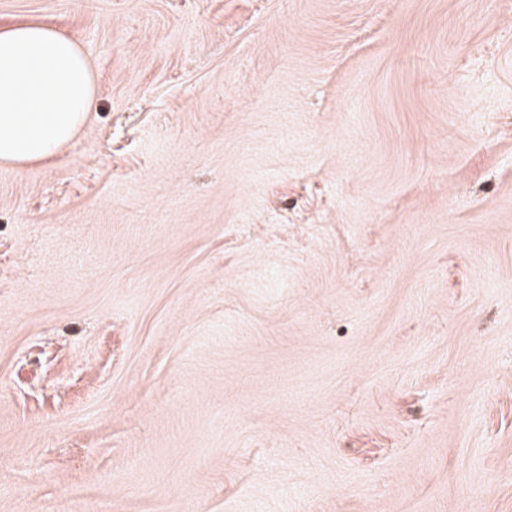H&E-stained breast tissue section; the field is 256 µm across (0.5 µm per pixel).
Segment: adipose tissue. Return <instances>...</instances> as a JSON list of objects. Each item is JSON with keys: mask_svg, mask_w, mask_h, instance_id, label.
Wrapping results in <instances>:
<instances>
[{"mask_svg": "<svg viewBox=\"0 0 512 512\" xmlns=\"http://www.w3.org/2000/svg\"><path fill=\"white\" fill-rule=\"evenodd\" d=\"M95 104L78 43L43 24L0 29V161L17 167L58 156Z\"/></svg>", "mask_w": 512, "mask_h": 512, "instance_id": "ef3b65f1", "label": "adipose tissue"}]
</instances>
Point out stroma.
<instances>
[{"instance_id":"1","label":"stroma","mask_w":512,"mask_h":512,"mask_svg":"<svg viewBox=\"0 0 512 512\" xmlns=\"http://www.w3.org/2000/svg\"><path fill=\"white\" fill-rule=\"evenodd\" d=\"M96 105L0 163V512H512V0H0Z\"/></svg>"}]
</instances>
